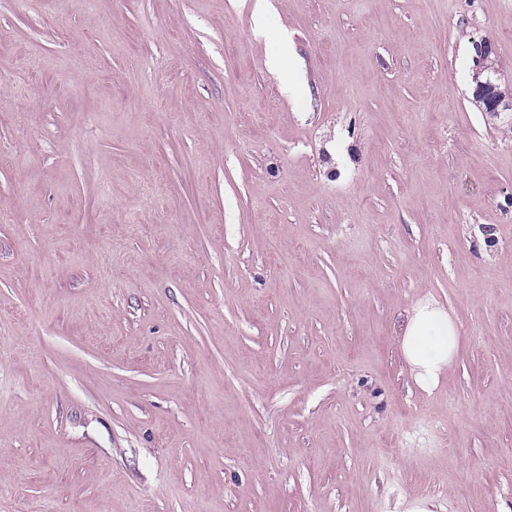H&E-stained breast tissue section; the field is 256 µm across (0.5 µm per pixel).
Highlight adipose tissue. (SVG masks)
I'll return each instance as SVG.
<instances>
[{
  "instance_id": "obj_1",
  "label": "adipose tissue",
  "mask_w": 512,
  "mask_h": 512,
  "mask_svg": "<svg viewBox=\"0 0 512 512\" xmlns=\"http://www.w3.org/2000/svg\"><path fill=\"white\" fill-rule=\"evenodd\" d=\"M459 343L460 327L447 311L428 301L416 305L401 337V348L420 388L430 392L438 387Z\"/></svg>"
}]
</instances>
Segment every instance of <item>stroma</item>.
<instances>
[{"instance_id":"obj_1","label":"stroma","mask_w":512,"mask_h":512,"mask_svg":"<svg viewBox=\"0 0 512 512\" xmlns=\"http://www.w3.org/2000/svg\"><path fill=\"white\" fill-rule=\"evenodd\" d=\"M253 2L0 0V512H512V0ZM488 61L491 51L484 52ZM495 72L493 61L489 60L475 74V90L473 102L480 112H485L493 119L503 118V122L512 123V93L504 91L496 83L493 73ZM459 343V324L447 311L428 301L416 305L401 337V348L420 388L432 392L438 387Z\"/></svg>"}]
</instances>
